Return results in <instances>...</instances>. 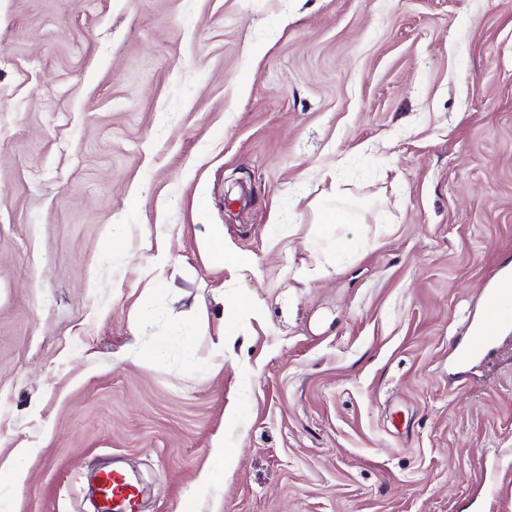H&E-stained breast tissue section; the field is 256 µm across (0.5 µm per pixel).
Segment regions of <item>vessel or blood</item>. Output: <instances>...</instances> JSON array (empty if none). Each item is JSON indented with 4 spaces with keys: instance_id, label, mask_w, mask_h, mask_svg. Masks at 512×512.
<instances>
[{
    "instance_id": "1",
    "label": "vessel or blood",
    "mask_w": 512,
    "mask_h": 512,
    "mask_svg": "<svg viewBox=\"0 0 512 512\" xmlns=\"http://www.w3.org/2000/svg\"><path fill=\"white\" fill-rule=\"evenodd\" d=\"M456 356L461 363L486 370L512 357V262L500 265L489 279ZM99 492L100 512H139V488L125 473H102Z\"/></svg>"
}]
</instances>
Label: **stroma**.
<instances>
[{
    "mask_svg": "<svg viewBox=\"0 0 512 512\" xmlns=\"http://www.w3.org/2000/svg\"><path fill=\"white\" fill-rule=\"evenodd\" d=\"M508 252L512 0H0V508L512 512V362L451 352ZM201 251L207 253L210 259L220 265H239V258L236 252L226 247L224 244V227L216 225L212 228L211 233L199 243ZM212 466L202 473L200 480L205 484L218 483L233 471V459L224 454V439H216L211 450ZM99 492L100 512H139V488L125 473H102Z\"/></svg>",
    "mask_w": 512,
    "mask_h": 512,
    "instance_id": "stroma-1",
    "label": "stroma"
}]
</instances>
